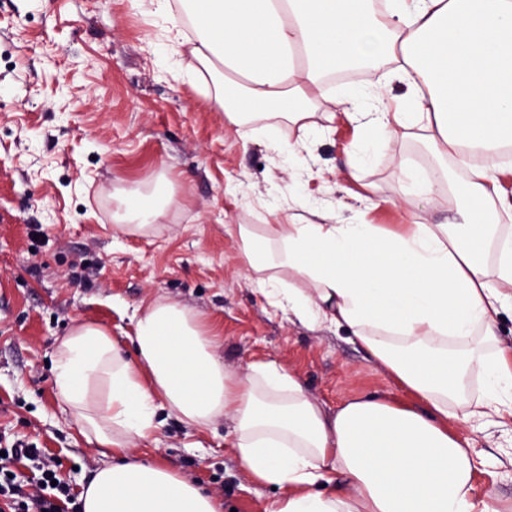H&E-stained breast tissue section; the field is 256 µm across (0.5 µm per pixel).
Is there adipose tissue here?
<instances>
[{"label": "adipose tissue", "instance_id": "obj_1", "mask_svg": "<svg viewBox=\"0 0 512 512\" xmlns=\"http://www.w3.org/2000/svg\"><path fill=\"white\" fill-rule=\"evenodd\" d=\"M192 16L190 68L214 80L226 120L239 128L253 110L272 108L313 129L314 100L328 99L330 74L383 59L406 82L404 109L365 112L357 94L337 99L362 130L348 154L358 172L393 127L419 132L439 176L419 180L399 167L405 197L431 201L448 187V163L476 150L512 144V0H180ZM461 206L436 224H340L335 210L315 219L287 215L260 235L246 224L224 232L258 292L304 325L348 328L413 403L361 396L326 410L294 374L255 362L227 369L220 333L175 302H142L136 359L110 332L76 323L52 361L57 394L84 435L112 458L81 494V512H224V502L160 466L134 461L160 413L185 426L230 420L242 468L282 489L271 512H512L493 494L477 496L470 443L448 428L500 412L512 387V342L494 323L512 315V226L495 169L475 168L460 186ZM167 198L133 193L125 221L145 230L164 216ZM482 335L490 356L477 362L489 390L450 408L469 369L448 346Z\"/></svg>", "mask_w": 512, "mask_h": 512}]
</instances>
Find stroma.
<instances>
[{"mask_svg":"<svg viewBox=\"0 0 512 512\" xmlns=\"http://www.w3.org/2000/svg\"><path fill=\"white\" fill-rule=\"evenodd\" d=\"M185 25L179 7L155 13L135 0H0V436L54 458L76 496L103 450L58 398L48 361L79 321L102 325L135 358L133 312L148 298L215 324L226 368L276 362L328 408L366 394L410 397L346 330L308 329L253 289L224 227L261 232L285 208L342 197L356 204L337 212L341 224L436 223L453 197L403 203L397 166L430 170L431 156L399 135L351 178L346 151L359 133L341 114L312 133L258 119L242 141L213 83L193 77L173 39L172 28ZM375 86L387 107L408 92L382 66L329 90ZM271 127L297 158L272 148ZM161 175L173 191L160 224L116 226L118 198ZM448 425L472 441L477 494L512 500V416ZM233 439L230 422L195 429L170 416L132 454L221 497L226 512H270L280 490L248 478Z\"/></svg>","mask_w":512,"mask_h":512,"instance_id":"stroma-1","label":"stroma"}]
</instances>
